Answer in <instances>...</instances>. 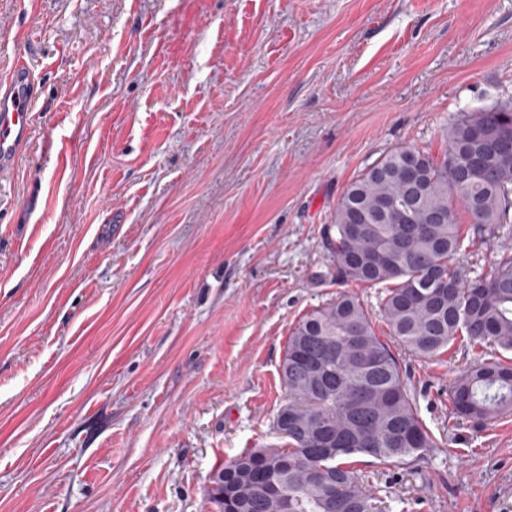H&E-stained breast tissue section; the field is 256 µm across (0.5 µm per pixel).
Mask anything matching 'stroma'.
<instances>
[{
    "label": "stroma",
    "instance_id": "stroma-1",
    "mask_svg": "<svg viewBox=\"0 0 512 512\" xmlns=\"http://www.w3.org/2000/svg\"><path fill=\"white\" fill-rule=\"evenodd\" d=\"M37 74L0 178V512H213L210 476L283 448L288 336L344 292L322 229L390 149L512 99V0H0V78ZM512 235L456 260L489 273ZM477 354L401 357L435 448L360 457L393 512H512V414L449 424Z\"/></svg>",
    "mask_w": 512,
    "mask_h": 512
}]
</instances>
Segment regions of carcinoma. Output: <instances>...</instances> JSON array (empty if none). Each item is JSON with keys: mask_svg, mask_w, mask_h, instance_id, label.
Returning <instances> with one entry per match:
<instances>
[{"mask_svg": "<svg viewBox=\"0 0 512 512\" xmlns=\"http://www.w3.org/2000/svg\"><path fill=\"white\" fill-rule=\"evenodd\" d=\"M446 142L440 158L388 151L346 186L323 228L331 276L384 286L390 334L423 361L461 338L512 351V252L485 277L454 262L465 243L457 207L481 239L512 224V102L457 113ZM280 378L274 425L288 430V451L252 448L216 468L217 512H386L347 459L407 465L436 443L369 312L346 293L313 308L288 336ZM448 399L456 418L480 424L512 413V364L474 363Z\"/></svg>", "mask_w": 512, "mask_h": 512, "instance_id": "1", "label": "carcinoma"}]
</instances>
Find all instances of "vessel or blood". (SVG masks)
<instances>
[{
    "instance_id": "vessel-or-blood-1",
    "label": "vessel or blood",
    "mask_w": 512,
    "mask_h": 512,
    "mask_svg": "<svg viewBox=\"0 0 512 512\" xmlns=\"http://www.w3.org/2000/svg\"><path fill=\"white\" fill-rule=\"evenodd\" d=\"M34 95L27 66L17 64L8 82L0 87V169L14 164L19 147L31 136Z\"/></svg>"
}]
</instances>
